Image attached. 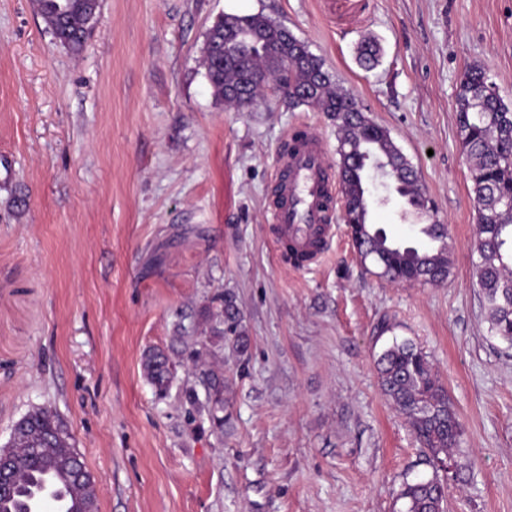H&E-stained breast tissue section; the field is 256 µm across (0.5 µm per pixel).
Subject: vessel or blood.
Returning a JSON list of instances; mask_svg holds the SVG:
<instances>
[{"label": "vessel or blood", "instance_id": "1", "mask_svg": "<svg viewBox=\"0 0 512 512\" xmlns=\"http://www.w3.org/2000/svg\"><path fill=\"white\" fill-rule=\"evenodd\" d=\"M276 188V199L268 210L273 237L292 255L293 267H307L325 252L332 232L334 194L339 190L338 175L327 161L326 145L317 131L305 128L293 150L278 154ZM46 499L54 502L57 512L74 508L69 484L50 472L36 474L27 493L13 506L27 512Z\"/></svg>", "mask_w": 512, "mask_h": 512}]
</instances>
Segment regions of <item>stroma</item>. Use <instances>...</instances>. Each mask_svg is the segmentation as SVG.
Here are the masks:
<instances>
[{
	"label": "stroma",
	"mask_w": 512,
	"mask_h": 512,
	"mask_svg": "<svg viewBox=\"0 0 512 512\" xmlns=\"http://www.w3.org/2000/svg\"><path fill=\"white\" fill-rule=\"evenodd\" d=\"M281 22L353 91L419 171L448 226L440 285L362 264L344 223L324 257L284 264L266 221L277 155L324 113L274 93L216 101L201 65L226 13ZM381 45L373 70L357 61ZM512 104V0H101L81 52L31 0H0V446L51 409L96 480L99 512H399L434 470L374 365L393 339L429 356L457 412L446 512H512V346L492 336L474 276L477 211L456 121L467 66ZM384 198L370 221L404 242L414 218ZM233 293L247 363L224 348V431L184 418L144 369L177 327L199 334Z\"/></svg>",
	"instance_id": "stroma-1"
}]
</instances>
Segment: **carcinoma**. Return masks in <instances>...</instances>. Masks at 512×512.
I'll use <instances>...</instances> for the list:
<instances>
[{
  "instance_id": "cac0c4a2",
  "label": "carcinoma",
  "mask_w": 512,
  "mask_h": 512,
  "mask_svg": "<svg viewBox=\"0 0 512 512\" xmlns=\"http://www.w3.org/2000/svg\"><path fill=\"white\" fill-rule=\"evenodd\" d=\"M98 0H36L35 7L58 41L80 51L86 44L89 15L97 14ZM381 50L368 39L358 48V62L366 69L379 65ZM202 66L213 96L236 110L244 98L233 93L249 76L262 80L288 101V106L316 108L336 120V168L344 176L349 161L364 156L368 163L357 165L352 179H342V220L347 224L354 247L364 262L378 269L377 275L391 282L439 283L448 278L451 260L448 230L433 222L419 233L425 244L407 245L389 238L384 227L369 222L372 203L360 190L369 164L383 158L382 175L388 177L410 210L427 214L432 203L420 184L417 170L394 144L390 132L373 121L356 95L339 89L322 58L288 39V29L265 14L226 13L209 29L202 48ZM457 126L469 160L470 181L478 214L495 217L480 224L476 276L488 312L490 331L512 344V104L500 97L486 72L478 66L466 69L456 93ZM224 328L213 326L208 336H180L186 360L204 366L208 380L205 400L192 386L183 390L187 419L207 409L211 427L224 431V365L208 356L213 340L224 341L238 357L247 355L250 337L234 297L224 294ZM384 395L408 418L429 461L438 465L458 447L462 436L460 420L448 401V393L436 377L427 356L408 339L393 340L376 360ZM173 363L163 351H153L145 370L158 395L166 394L173 376ZM22 438L9 451L17 464L12 488L0 494V512H12L11 495L21 493L32 474L54 469L73 478L79 492L77 512H88L95 499L86 486L94 479L69 435L57 437L58 420L46 408L24 415ZM447 484L438 476L408 484L402 490L401 512H444Z\"/></svg>"
}]
</instances>
